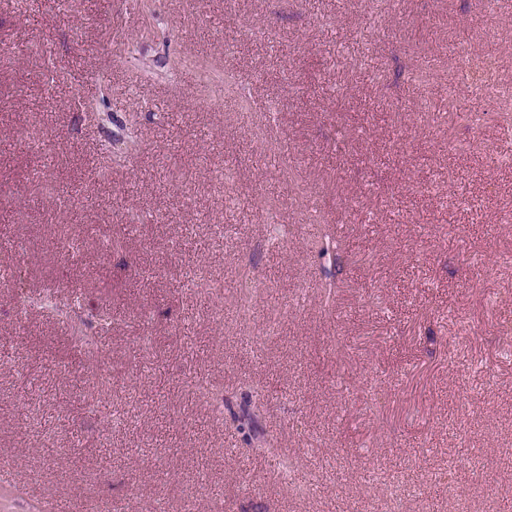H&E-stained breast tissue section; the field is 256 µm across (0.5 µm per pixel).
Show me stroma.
<instances>
[{
  "instance_id": "obj_1",
  "label": "stroma",
  "mask_w": 512,
  "mask_h": 512,
  "mask_svg": "<svg viewBox=\"0 0 512 512\" xmlns=\"http://www.w3.org/2000/svg\"><path fill=\"white\" fill-rule=\"evenodd\" d=\"M0 0V512H497L512 498V137L448 98L512 0ZM433 72L428 99L409 80ZM275 149L252 141L253 120ZM348 258L313 246L273 159ZM237 177L225 183L226 166ZM258 284L242 314L229 287ZM56 294L94 324L93 349ZM258 409L245 442L234 420ZM311 475L298 495L269 445ZM483 453L470 468L465 449ZM466 473L463 495L419 480Z\"/></svg>"
}]
</instances>
